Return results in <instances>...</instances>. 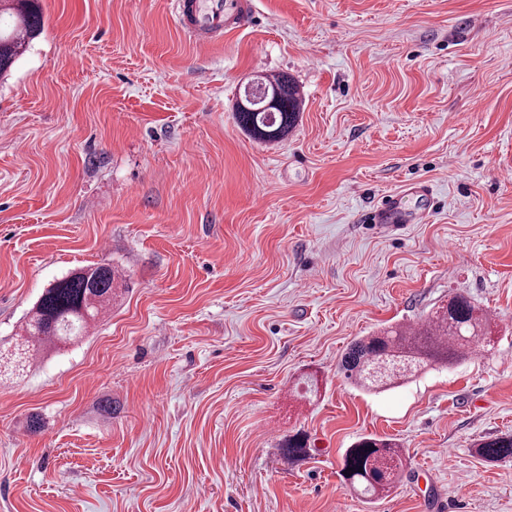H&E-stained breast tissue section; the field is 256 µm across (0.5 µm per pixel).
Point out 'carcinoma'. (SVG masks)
<instances>
[{
  "label": "carcinoma",
  "instance_id": "1",
  "mask_svg": "<svg viewBox=\"0 0 512 512\" xmlns=\"http://www.w3.org/2000/svg\"><path fill=\"white\" fill-rule=\"evenodd\" d=\"M15 13L17 22L0 28V74L22 55L26 44L44 25L39 0H10L0 12ZM299 90L284 75H273L246 93L235 115L241 128L265 142L284 139L300 112ZM120 274L110 265L88 267L44 289L32 317L23 326L26 342L57 345L85 335L99 315L118 296ZM494 321L467 296L455 293L446 305L416 325H397L382 333L364 336L350 345L341 367L364 390H384L417 375L428 366L452 365L470 356L471 347L490 342ZM283 456L307 453L300 436L282 445ZM480 456L491 461H512V436L484 442ZM403 453L396 444L364 437L346 450L342 476L352 488L372 499L389 492L403 468Z\"/></svg>",
  "mask_w": 512,
  "mask_h": 512
}]
</instances>
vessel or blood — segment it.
I'll list each match as a JSON object with an SVG mask.
<instances>
[{"label": "vessel or blood", "instance_id": "obj_1", "mask_svg": "<svg viewBox=\"0 0 512 512\" xmlns=\"http://www.w3.org/2000/svg\"><path fill=\"white\" fill-rule=\"evenodd\" d=\"M245 13L243 0H175L174 6L177 26L198 42L209 41L221 33L225 25L241 19ZM417 219V214L406 207L399 193L388 196L365 216L367 223L389 227L412 224Z\"/></svg>", "mask_w": 512, "mask_h": 512}]
</instances>
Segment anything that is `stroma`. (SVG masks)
Instances as JSON below:
<instances>
[{
    "label": "stroma",
    "instance_id": "stroma-1",
    "mask_svg": "<svg viewBox=\"0 0 512 512\" xmlns=\"http://www.w3.org/2000/svg\"><path fill=\"white\" fill-rule=\"evenodd\" d=\"M40 4L0 77V512H512L477 453L512 435V0H249L205 45L173 0ZM277 74L303 106L263 142L234 109ZM417 182L422 223H363ZM94 264L111 310L17 370L44 289ZM455 292L490 351L346 379ZM368 435L404 458L371 503L341 476Z\"/></svg>",
    "mask_w": 512,
    "mask_h": 512
}]
</instances>
